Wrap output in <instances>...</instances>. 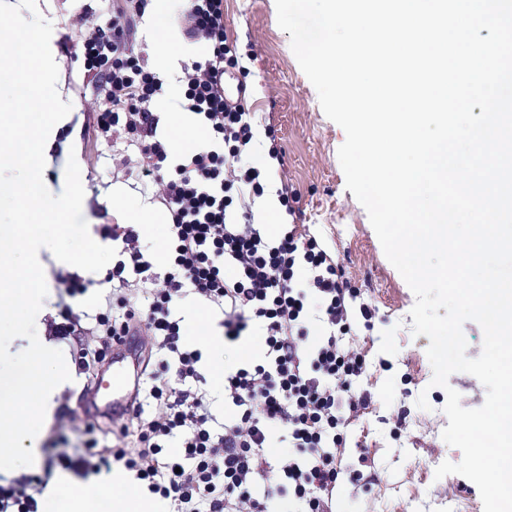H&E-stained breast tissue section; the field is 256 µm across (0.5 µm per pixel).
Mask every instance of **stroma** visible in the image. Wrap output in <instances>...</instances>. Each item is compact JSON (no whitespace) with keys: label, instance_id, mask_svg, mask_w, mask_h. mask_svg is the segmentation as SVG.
<instances>
[{"label":"stroma","instance_id":"stroma-1","mask_svg":"<svg viewBox=\"0 0 512 512\" xmlns=\"http://www.w3.org/2000/svg\"><path fill=\"white\" fill-rule=\"evenodd\" d=\"M48 7L59 18L58 48L82 104L58 139L77 140L82 168L80 174H72L66 154L58 149L45 177L59 190L80 180L84 195L83 204L70 212L66 223L47 227L54 246L75 258L74 264L49 271L45 302L46 324L51 327L58 323L63 305L92 316L111 307L112 286L104 278L112 270V240L104 228L115 224L131 204L151 205L152 191L138 178L140 160L126 134L105 137L97 132L95 117L104 103L93 74L78 56L83 38L111 16L112 0H49ZM224 24L241 65L248 69L239 79L241 102L259 128L274 129L284 151L282 163L265 171L270 192L284 188L295 197L296 213L290 223L321 241L348 284L360 289L375 310L372 319L356 320L353 346L366 358L360 386L369 393L370 403L351 416L343 450L345 472L333 495V512H415L421 502L431 504V512H448L452 496L472 502V512H483L472 481L457 474L435 476L442 462L462 458L461 451L441 437L448 424L443 411L447 388L431 384L429 338L412 334L414 293L386 259L365 208L346 188L338 159L344 130L323 112L316 89L291 49L289 33L277 23L275 0H224ZM90 252L95 255L93 266L80 264V257ZM67 274L78 277L84 294L68 295L61 282ZM120 360L117 369L94 364L75 371L72 386L60 394L53 417L43 426L40 464L20 469V476L45 479L38 495L40 512H58L64 490L111 495V475L65 468L55 460L60 455L78 456L87 420L83 393L97 378L113 383L94 398L98 420L109 431L130 425L129 416L113 412L110 403L126 399L145 366L157 365L155 340L143 334L129 337ZM423 392L430 404L426 410L416 405Z\"/></svg>","mask_w":512,"mask_h":512}]
</instances>
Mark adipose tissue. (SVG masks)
Returning <instances> with one entry per match:
<instances>
[{
	"label": "adipose tissue",
	"instance_id": "adipose-tissue-1",
	"mask_svg": "<svg viewBox=\"0 0 512 512\" xmlns=\"http://www.w3.org/2000/svg\"><path fill=\"white\" fill-rule=\"evenodd\" d=\"M185 0H154L149 15L153 48L151 62L160 73L178 66L172 44L171 22ZM0 73H13L8 97H0V192L20 201V234L8 248H0V363L9 354L13 331L37 329L32 349L13 388L0 394V476H14L18 466L38 463L36 445L43 424L57 407L56 397L71 385L73 376L62 361L59 344L42 335L46 314L47 267L70 264L69 253L49 245L43 227L64 223L80 202L78 190L56 194L44 180L51 162L50 148L58 128L82 109L70 88L65 62L57 46V20L44 10V0H0ZM26 256L23 266L13 264L15 251Z\"/></svg>",
	"mask_w": 512,
	"mask_h": 512
}]
</instances>
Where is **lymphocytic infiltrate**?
Masks as SVG:
<instances>
[{
    "label": "lymphocytic infiltrate",
    "mask_w": 512,
    "mask_h": 512,
    "mask_svg": "<svg viewBox=\"0 0 512 512\" xmlns=\"http://www.w3.org/2000/svg\"><path fill=\"white\" fill-rule=\"evenodd\" d=\"M151 0H115L105 28L86 37L79 52L99 81L105 107L97 117L101 134L122 127L142 157L143 178L158 188L169 231L166 286H152L154 264L140 248L130 224L112 227L119 255L112 267V295L119 310L97 324L111 343L124 344L138 332L159 338L176 360L174 378L148 374L150 396L163 414L145 417L141 401L130 405L133 431L122 445L100 443L97 426L78 459L91 471L121 465L140 488L169 501L172 512H270L274 497L291 495L306 512H332L342 472L336 450L352 412L368 402L358 390L365 357L350 337L358 303L335 259L297 225L271 233L257 222L252 205L264 195L260 166L250 160L256 143L251 113L234 102L225 85L239 58L224 30V0H188L186 35L203 47L182 78L179 107L193 113L208 132L206 144L183 163L170 165L167 145L157 135L154 106L164 89L156 71L136 53L130 34ZM151 285L148 300L128 291L129 283ZM191 289L224 315L230 342L259 337L254 356L224 374V402L231 415L223 431L213 427L207 393L195 384L201 355L188 348L172 305ZM318 315L323 332L308 340V322ZM282 431L294 450L288 462L270 449ZM179 437L180 450L167 443Z\"/></svg>",
    "instance_id": "f902f5d3"
}]
</instances>
